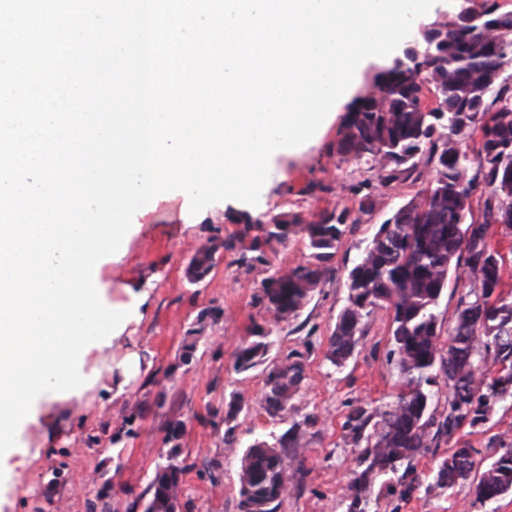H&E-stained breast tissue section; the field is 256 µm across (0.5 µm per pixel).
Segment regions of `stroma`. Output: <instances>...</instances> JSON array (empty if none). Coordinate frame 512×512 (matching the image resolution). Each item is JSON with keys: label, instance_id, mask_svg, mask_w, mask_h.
<instances>
[{"label": "stroma", "instance_id": "stroma-1", "mask_svg": "<svg viewBox=\"0 0 512 512\" xmlns=\"http://www.w3.org/2000/svg\"><path fill=\"white\" fill-rule=\"evenodd\" d=\"M346 113V108H339L300 156L286 160L284 178H273L264 187L257 205L251 207L254 212L273 208L309 220L324 208L351 202L346 186L359 175L339 165L332 150ZM313 179L331 185V193L318 198L304 195V186ZM420 188V183L409 180L385 191L373 212L361 216L337 250L330 282L314 293L297 320L278 330L268 356L274 359L294 349L306 350V378L294 403L301 413L318 418L295 451L305 476L291 483L278 512H345L343 495L355 467L354 450L345 444L342 429L349 405L355 400L389 401L399 373L389 355L386 311L375 310L367 318L365 334L343 367H332L325 360L327 338L347 303L349 269L379 225ZM245 208L237 201L209 206L194 215L182 210L177 199L158 205L152 223L143 225L127 256L113 264L108 289L115 303L126 301V288L146 289L141 319L101 353L94 365L95 387L57 403L51 419L32 432L25 464L18 468L0 512H92L98 502L107 512H127L165 450L163 428L171 419L184 423L180 444L192 464L183 476L182 512H238L240 451L255 437L271 431L280 434L287 428L258 405L261 368L239 373L232 367L237 344L264 319L256 303L263 272L238 274L237 255L228 251L220 253L202 285L188 283L185 267L213 232L225 237L236 232L234 218ZM206 308L218 309L219 315L208 320L191 363L181 364L182 342L195 328L197 314ZM130 352L137 354L139 370L128 377L119 364ZM235 395L241 396L243 409L230 432L224 416ZM128 402L139 404L141 414L132 425V435L111 444L109 434L122 426ZM504 432L512 435L510 399L499 403L485 424L462 428L456 437L477 449L476 462L482 468L491 460L490 439ZM91 435L98 436V443L87 444ZM63 449L71 460L64 482L52 487L48 477ZM434 456L427 453L414 460L420 484L413 489H404L395 474L377 483L373 491L377 512H512V493L484 504L476 501L466 482L430 489Z\"/></svg>", "mask_w": 512, "mask_h": 512}]
</instances>
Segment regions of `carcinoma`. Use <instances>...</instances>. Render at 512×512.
<instances>
[{
    "instance_id": "1",
    "label": "carcinoma",
    "mask_w": 512,
    "mask_h": 512,
    "mask_svg": "<svg viewBox=\"0 0 512 512\" xmlns=\"http://www.w3.org/2000/svg\"><path fill=\"white\" fill-rule=\"evenodd\" d=\"M512 9L498 0L455 12L446 21L424 25L403 53L378 73L352 103L333 148L338 163L367 175L347 186L357 208H325L310 221L300 215L241 213L243 225L224 239L213 236L187 265L189 282L202 283L220 251L236 250L238 271L267 265L258 298L267 318L241 339L233 369L264 366L260 408L274 421H289L280 435L257 438L242 452L237 473L239 512H277L290 482L302 475L291 449L298 446L309 415L297 418L295 394L306 378L304 353L267 361L272 334L282 322L299 317L317 289L330 281L338 248L360 216L371 213L378 191L413 179L423 188L380 225L347 274L348 304L336 316L325 357L336 367L352 355L364 335V319L383 309L392 321V348L400 390L389 402L351 405L342 428L358 449L344 499L347 512H371L374 483L404 468L441 443H450L464 426L486 421L483 400L512 398V292L504 290L506 257L491 242L497 227L512 237V80L502 76L512 63ZM482 201L474 218L472 199ZM298 235L308 257L286 270L271 266L266 253ZM466 271L448 344L439 341L435 308L450 271ZM444 380L443 411L430 412ZM183 423H166L169 445L143 493L129 509L180 512L182 476L192 468L179 443ZM493 461L471 476L477 449H466V467L448 468L461 452L439 457L433 487L445 489L472 480L480 502L494 501L512 484V442L491 439Z\"/></svg>"
}]
</instances>
